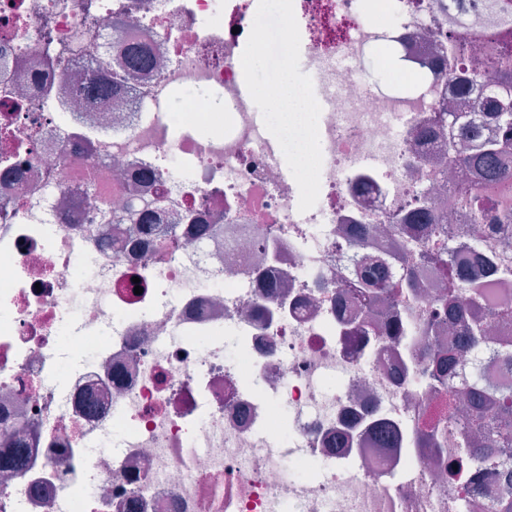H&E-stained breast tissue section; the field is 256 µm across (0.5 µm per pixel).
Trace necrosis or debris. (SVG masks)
<instances>
[{
    "mask_svg": "<svg viewBox=\"0 0 512 512\" xmlns=\"http://www.w3.org/2000/svg\"><path fill=\"white\" fill-rule=\"evenodd\" d=\"M355 3L291 0L277 22L279 70L303 63L324 100L312 125L240 95L259 0H0V458L19 455L0 512H489L478 462L464 502L455 448L419 444L438 396L399 381L405 349L361 335L343 254L360 227L375 257L409 255L416 285L375 312L423 324L448 278L398 225L477 227L466 192L512 222V153L479 179L462 133L512 80V0H384L386 28ZM117 24L148 66L113 46ZM382 45L401 67L371 93ZM103 61L112 104L83 93ZM213 92L227 120L203 136ZM131 195L218 230L129 248L136 222L100 211Z\"/></svg>",
    "mask_w": 512,
    "mask_h": 512,
    "instance_id": "4bbe7bcc",
    "label": "necrosis or debris"
}]
</instances>
